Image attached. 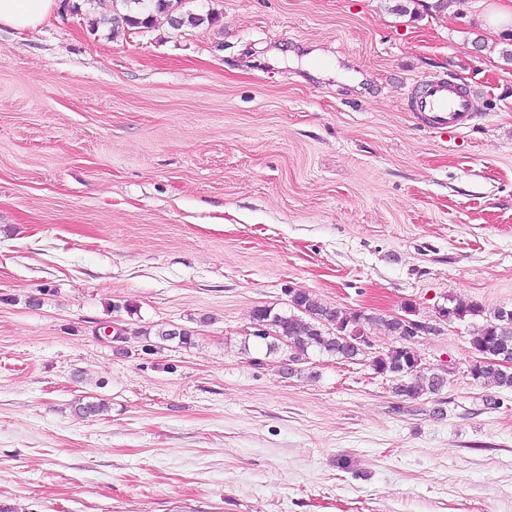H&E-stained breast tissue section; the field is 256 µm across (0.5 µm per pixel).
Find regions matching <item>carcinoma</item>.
<instances>
[{
	"instance_id": "1",
	"label": "carcinoma",
	"mask_w": 512,
	"mask_h": 512,
	"mask_svg": "<svg viewBox=\"0 0 512 512\" xmlns=\"http://www.w3.org/2000/svg\"><path fill=\"white\" fill-rule=\"evenodd\" d=\"M97 5H109V13L102 20L114 27L127 25L134 28L149 29L153 25L154 13H168L170 19L177 20L173 28L179 30L184 26H195L201 18L190 13H183L180 5L183 0H88ZM446 317L453 320H464L466 317H481L484 323L474 330L471 346L477 355L476 365L470 369L473 381L492 385L500 389H512V365L490 367L483 360L499 357L509 352L512 354V309L503 307L487 311L477 303L462 304L446 310ZM255 324L266 327L279 336L281 344L268 340L260 333H252V337L265 344L269 353H275L279 347L288 352L286 359L288 374L298 371V365L307 362L309 352L317 350L322 354L336 357L343 361L355 360L362 355L354 343L348 341L351 332L357 328L382 323L385 329L396 337L405 335L409 323L402 319H384L380 316L365 315L360 312L337 307H330L319 302L306 291L289 293V311L279 313L269 307L254 311ZM174 326L161 325L155 332L141 330L139 336L154 335L158 343L178 341L180 344L192 343L190 330L179 329V336L172 335ZM372 369L393 378L392 392L398 397L417 399L426 394H437L445 386L443 375L421 366L416 351L399 342L370 358Z\"/></svg>"
}]
</instances>
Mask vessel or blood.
<instances>
[{
  "mask_svg": "<svg viewBox=\"0 0 512 512\" xmlns=\"http://www.w3.org/2000/svg\"><path fill=\"white\" fill-rule=\"evenodd\" d=\"M412 109L427 114L431 124L439 128L463 124L477 113L470 91L445 81L431 82L413 101Z\"/></svg>",
  "mask_w": 512,
  "mask_h": 512,
  "instance_id": "obj_1",
  "label": "vessel or blood"
}]
</instances>
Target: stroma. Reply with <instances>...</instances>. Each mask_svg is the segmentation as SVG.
Returning a JSON list of instances; mask_svg holds the SVG:
<instances>
[{
    "mask_svg": "<svg viewBox=\"0 0 512 512\" xmlns=\"http://www.w3.org/2000/svg\"><path fill=\"white\" fill-rule=\"evenodd\" d=\"M494 4L187 0L201 24L143 30L80 0L0 27L1 506L512 512V391L469 375L477 320L438 318L512 308ZM435 78L478 116L433 130L410 104ZM292 290L427 324L410 345L443 390L405 400L368 359L318 353L282 374L252 314ZM160 324L191 344L143 352Z\"/></svg>",
    "mask_w": 512,
    "mask_h": 512,
    "instance_id": "1",
    "label": "stroma"
}]
</instances>
